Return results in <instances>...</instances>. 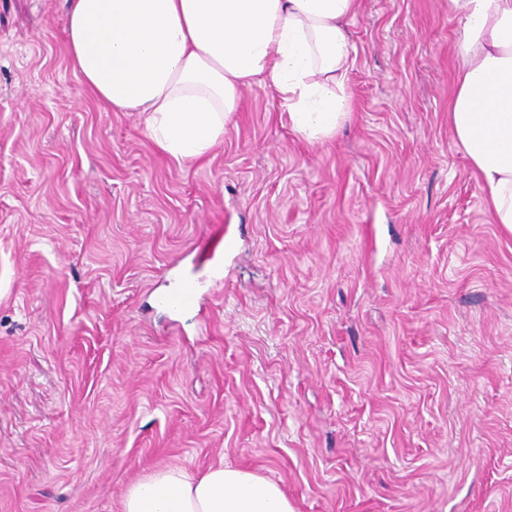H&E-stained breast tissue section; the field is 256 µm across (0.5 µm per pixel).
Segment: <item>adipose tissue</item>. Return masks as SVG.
<instances>
[{
	"label": "adipose tissue",
	"mask_w": 512,
	"mask_h": 512,
	"mask_svg": "<svg viewBox=\"0 0 512 512\" xmlns=\"http://www.w3.org/2000/svg\"><path fill=\"white\" fill-rule=\"evenodd\" d=\"M358 0H70L66 49L106 108L135 112L177 165L223 137L243 88L268 86L300 138L352 111L347 22ZM458 26L448 123L495 223L512 231V0H448ZM123 512H295L282 486L228 464L171 467L132 483Z\"/></svg>",
	"instance_id": "obj_1"
}]
</instances>
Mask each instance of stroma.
Segmentation results:
<instances>
[{
	"instance_id": "obj_1",
	"label": "stroma",
	"mask_w": 512,
	"mask_h": 512,
	"mask_svg": "<svg viewBox=\"0 0 512 512\" xmlns=\"http://www.w3.org/2000/svg\"><path fill=\"white\" fill-rule=\"evenodd\" d=\"M67 10L0 0V512L221 462L295 512H512V233L448 125V0H360L331 140L254 86L182 166L74 74ZM197 282L191 276L186 277L181 288H175L167 297V304L179 312L193 309L199 305V293L197 292Z\"/></svg>"
}]
</instances>
